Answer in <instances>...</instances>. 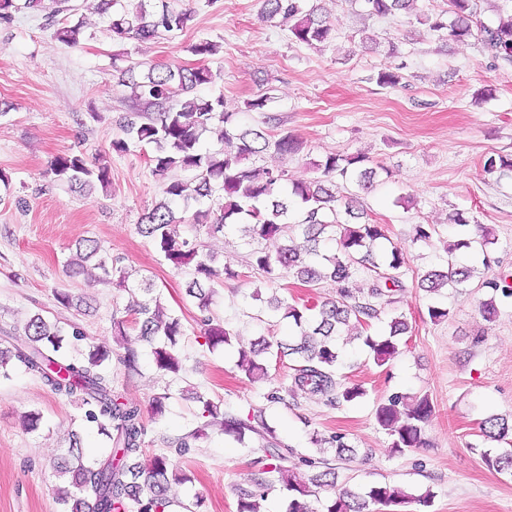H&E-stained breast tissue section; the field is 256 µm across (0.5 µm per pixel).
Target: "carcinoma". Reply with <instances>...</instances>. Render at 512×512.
Here are the masks:
<instances>
[{
  "label": "carcinoma",
  "instance_id": "cac0c4a2",
  "mask_svg": "<svg viewBox=\"0 0 512 512\" xmlns=\"http://www.w3.org/2000/svg\"><path fill=\"white\" fill-rule=\"evenodd\" d=\"M97 9L112 14L110 30L116 40L135 39L147 42L162 33L182 31L193 18L190 9L176 10L166 0H155L151 6L140 3L134 12L113 10L118 0H97ZM369 16H388L403 12L415 17L417 23L428 26L439 37L449 35L458 41L477 37L483 52L494 61L512 63V15L488 23L481 21L484 0H450L452 18L430 17L416 11L417 0H361ZM23 7L46 10L56 19L73 11L69 0H24ZM261 15L265 19L280 17L291 22L292 37L308 46H323L333 41L332 23L319 16L317 9L305 7L304 0H262ZM83 23L64 25L56 29L58 39L68 46L80 42ZM402 66H391L377 75L383 87L401 83ZM216 74L199 65L173 66L156 63L149 67L141 81L128 77L134 112L125 117L123 136L112 140L111 149L126 153L130 146L145 143L152 146L148 156L152 174L164 184V197L145 211L137 224L138 232L150 239L165 259L180 268L194 264V277L186 294L198 300L202 312L209 311L213 283L219 273L211 266L212 255L200 245L177 234L181 219L176 207L191 200L196 202L212 196L215 189L224 192L220 212L198 210L196 222L208 226L209 233L224 232L230 226L242 224L251 239L265 242L284 240L275 249H256L251 264L264 272L269 281L288 274L303 284L329 281L336 286V299L320 304L298 307L270 300L276 310H284L283 318L295 326V337L288 342L262 340L249 350L239 351L237 368L250 380L267 377V368L260 355L276 353L296 362L288 393L298 392L318 396L325 404L340 407L366 396L358 384H348L338 375L341 352L337 337L348 328L357 329L356 338L368 348L374 362L382 367L400 354V337L409 331L404 315L390 318L381 334L368 333L371 322L380 319L384 305L398 302L405 285L402 279L406 265L404 253L396 246L376 251L386 238L385 225L364 219V211L355 197L339 196L333 179L351 177L364 191L373 187L375 172L364 167L363 155L330 154L317 164L321 177L310 181L294 180L288 170L279 165L245 169L244 161L266 151L276 156L295 154L299 141L283 134L272 141L253 129L232 126L233 113L224 111L221 95L201 98L190 96L197 86L211 84ZM210 131L225 148L204 150L202 133ZM192 172L190 179L171 176L173 171ZM486 173L512 171V158L500 154L485 157ZM51 173L70 187L93 190L107 185L110 169L101 156L92 159L71 153L55 158ZM336 239V251L324 253V238ZM492 243L491 232L481 228L478 237L464 236L446 248L447 268H434L421 276V287L430 293L443 288H463L474 276V269L460 266L453 260L455 252L480 248L483 265L490 266L486 246ZM100 247L91 239L75 243L67 267L75 274L85 263L97 259L96 266L104 273L102 281L119 273V286H125L126 272L117 260L99 255ZM374 272L371 286L362 290L353 286L358 267ZM492 289L489 299L481 303L482 317L490 320L498 312L497 297H512V277L500 274L481 283ZM131 301L127 311L134 315L139 336L149 343L156 368L172 374L182 369L176 351L178 337L185 335L180 318L169 315L158 299L141 301L140 291H152L148 281L128 287ZM205 326L204 345L213 350L230 342L232 333L210 317L201 319ZM7 347L0 348V378H10L13 367L39 378L54 393L73 399L83 410V419L109 440L110 448L95 459L83 461L82 445L73 435L68 456L60 459L56 472L69 476V485L58 489L57 498L63 512H172L170 484L183 481L164 453L143 464L142 445L147 434L146 422L138 405L112 391L110 363L112 349L86 341L83 332L74 327L66 331L58 322H50L37 313L24 325L23 338L6 335ZM200 404L197 426L180 439L178 448L188 449L217 428L236 442L245 443L246 435L254 434L262 441L263 473L268 478L260 486L269 490L277 481L286 491V512H385L387 508L414 503L417 512L432 506L435 493L427 490L408 495L402 489L382 482L360 491L342 489L317 509L312 500H320V491L336 486V471L332 467L319 470L305 483L290 473L288 458L296 456L294 449L279 440L267 422L266 408L261 407L242 418L225 412L221 405L194 392ZM435 413L429 395L394 392L375 408L378 426L391 440V448L403 453L425 444L424 433ZM482 436L507 444L505 448L481 452L483 463L498 472L512 473V421L497 415L479 422ZM321 448H334L340 458L354 453L342 433L315 437Z\"/></svg>",
  "mask_w": 512,
  "mask_h": 512
}]
</instances>
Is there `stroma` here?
<instances>
[{"label":"stroma","instance_id":"obj_1","mask_svg":"<svg viewBox=\"0 0 512 512\" xmlns=\"http://www.w3.org/2000/svg\"><path fill=\"white\" fill-rule=\"evenodd\" d=\"M72 2L83 23L74 47L55 39L45 12L22 9L10 22L0 21V172L8 178L0 183V333L39 313L111 345L116 358L136 351L138 371L113 363V390L145 411L155 394H171L164 417L148 425L144 459L170 454L187 477L171 488L184 503L198 498L200 512H237V488L250 487L262 468L259 442L240 444L215 429L176 453L175 440L195 427L198 411L181 390L196 387L236 415L265 406V393L290 384L292 362L267 356V377L253 382L236 367L239 348L290 334L288 322L270 313V298L319 303L335 298L336 290L327 281L307 287L288 276L269 282L250 263L254 242L234 230L211 237L186 209L180 236L203 245L221 272L209 314L235 336L231 346L212 352L202 344L197 302L186 294L192 267L173 266L137 230L163 185L147 163L150 146L111 151L131 110L121 73L130 68L139 76L159 62L198 65L191 46L213 42L218 51L206 63L219 78L199 95H223L238 126L273 139L297 137L302 151L280 161L294 179L318 177L316 165L326 155L364 154L378 170L373 188L363 192L341 180L338 190L357 196L368 218L385 225L387 245L406 256L405 290L372 326L380 332L387 318L404 314L410 330L399 355L380 367L361 342L344 346L340 373L366 397L333 408L304 394L285 396L266 406L277 438L335 465L336 488L386 481L413 495L432 490L431 512H512V476L485 466L480 452L489 443L478 429L487 416H512V299L499 302L497 316L487 321L479 313L489 295L481 277L436 296L418 286L426 270L445 265L446 243L462 234L450 221L456 212L490 228L492 271L512 274V174L483 170L485 156L512 155V63L492 62L473 38L438 39L404 14L364 17L351 0H309L336 30L335 41L321 49L296 42L281 21H262L259 0H168L174 9H192L193 19L182 32L147 43L113 39L108 16L97 13L92 0ZM368 35L373 44L362 45ZM398 63L405 66L401 85L379 86L378 72ZM260 98L265 106L252 108ZM79 151L106 156L110 186L79 193L50 174L54 158ZM419 224L430 226L429 241L415 240ZM88 237L120 258L131 280L149 279L168 313L180 317L186 333L179 375L156 369L150 346L134 329L124 340L113 337V320L128 317L125 289L67 272L75 242ZM59 288L81 297L82 305L58 304ZM436 303L448 307V320H430L428 308ZM397 391L429 394L435 405L426 446L401 454L374 418L376 402ZM31 410L43 417L34 432L24 420ZM81 415L23 369L0 382V512H63L51 460L64 453L76 429L88 457L103 446L96 429L82 427ZM315 432L344 433L355 455L342 460L334 450H316Z\"/></svg>","mask_w":512,"mask_h":512}]
</instances>
